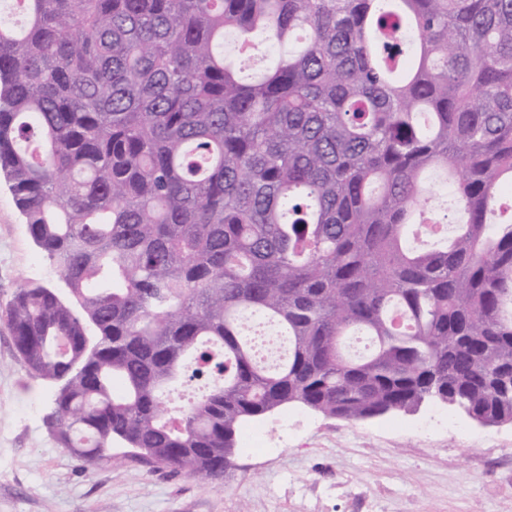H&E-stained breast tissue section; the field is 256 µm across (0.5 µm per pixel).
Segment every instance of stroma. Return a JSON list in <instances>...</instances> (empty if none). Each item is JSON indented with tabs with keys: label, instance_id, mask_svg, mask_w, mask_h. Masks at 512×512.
Returning <instances> with one entry per match:
<instances>
[{
	"label": "stroma",
	"instance_id": "1",
	"mask_svg": "<svg viewBox=\"0 0 512 512\" xmlns=\"http://www.w3.org/2000/svg\"><path fill=\"white\" fill-rule=\"evenodd\" d=\"M0 180V309L26 285L64 290ZM55 384L34 377L0 323V512H512V424L481 425L441 403L362 422L291 405L236 452L223 481L155 470L125 453L83 464L43 421Z\"/></svg>",
	"mask_w": 512,
	"mask_h": 512
}]
</instances>
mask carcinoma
I'll return each mask as SVG.
<instances>
[{
  "instance_id": "carcinoma-1",
  "label": "carcinoma",
  "mask_w": 512,
  "mask_h": 512,
  "mask_svg": "<svg viewBox=\"0 0 512 512\" xmlns=\"http://www.w3.org/2000/svg\"><path fill=\"white\" fill-rule=\"evenodd\" d=\"M1 177L69 297L0 320L87 464L220 481L296 404L512 422V0H6Z\"/></svg>"
}]
</instances>
